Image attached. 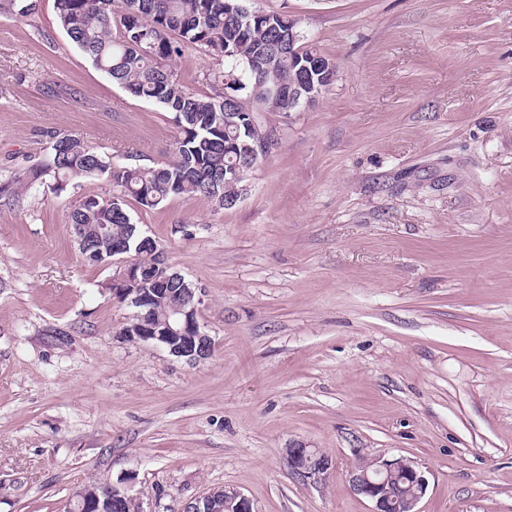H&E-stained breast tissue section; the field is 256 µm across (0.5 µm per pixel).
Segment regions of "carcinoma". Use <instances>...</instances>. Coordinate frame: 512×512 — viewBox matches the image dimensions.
I'll return each instance as SVG.
<instances>
[{
    "instance_id": "cac0c4a2",
    "label": "carcinoma",
    "mask_w": 512,
    "mask_h": 512,
    "mask_svg": "<svg viewBox=\"0 0 512 512\" xmlns=\"http://www.w3.org/2000/svg\"><path fill=\"white\" fill-rule=\"evenodd\" d=\"M57 21L69 41L100 71L131 95L171 113L178 129L175 159L169 162L114 163L72 133L50 134V159L30 169L25 185L73 180L102 181L116 195L81 198L70 224L88 225L82 256L112 261V243L126 240L146 279L159 273L157 258L132 224L127 199L144 210H159L176 197L204 199L233 208L242 181L227 178L242 164L237 146L260 137L265 113L288 111L281 85L296 78L288 68V13L254 8L241 0H55ZM36 0H0V15L27 16ZM190 49L222 65L205 73L214 92L200 94L178 76L172 61ZM226 112H252L256 122L239 128L224 124Z\"/></svg>"
}]
</instances>
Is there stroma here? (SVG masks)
I'll return each instance as SVG.
<instances>
[{
	"mask_svg": "<svg viewBox=\"0 0 512 512\" xmlns=\"http://www.w3.org/2000/svg\"><path fill=\"white\" fill-rule=\"evenodd\" d=\"M337 66L283 119L237 204L127 209L202 291L210 358L125 340L81 256L86 182L17 191L49 132L116 162L174 157L168 112L113 83L54 0L0 16V512L128 487L145 512L214 489L255 512H369L349 471L407 456L421 512H512V0H247ZM332 460L295 475L287 449Z\"/></svg>",
	"mask_w": 512,
	"mask_h": 512,
	"instance_id": "obj_1",
	"label": "stroma"
}]
</instances>
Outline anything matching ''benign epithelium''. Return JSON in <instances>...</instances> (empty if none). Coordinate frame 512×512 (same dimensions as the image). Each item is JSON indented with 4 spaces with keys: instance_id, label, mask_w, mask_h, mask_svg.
Segmentation results:
<instances>
[{
    "instance_id": "7a95c632",
    "label": "benign epithelium",
    "mask_w": 512,
    "mask_h": 512,
    "mask_svg": "<svg viewBox=\"0 0 512 512\" xmlns=\"http://www.w3.org/2000/svg\"><path fill=\"white\" fill-rule=\"evenodd\" d=\"M296 24L288 25V63L298 65L296 72L309 75L305 84L297 78L288 83V109L304 103L314 102L324 85L337 77L335 64L317 53H305L298 47L301 41ZM281 140V127L274 121L267 125L261 137L248 146L247 166L255 168L264 160ZM112 267L117 269L116 281L112 282L114 299L135 308L129 319L127 333L139 342L153 343L168 350L169 354L188 363H197L211 356L213 346L209 336L204 334L198 323V307L201 302L200 289L182 284V289L167 291L171 278L163 262L158 267L163 276L153 286L146 287L138 279L136 257L128 252V246L112 244ZM165 299L174 316L172 323L157 331L149 324L152 305ZM292 471L313 481L326 478L332 466L331 458L318 448L295 447L286 449ZM350 482L354 491L372 503L370 512H419L418 504L425 496L428 481L418 463L411 458L399 456L392 459H367L355 464L350 470ZM103 498L92 497L88 487H83L72 496L71 512H120L122 503L132 495L128 489L114 485L99 486ZM182 512H253L251 501L238 491L212 490L183 507Z\"/></svg>"
}]
</instances>
